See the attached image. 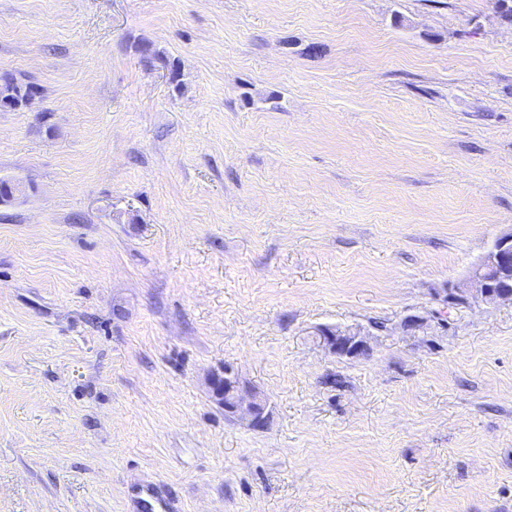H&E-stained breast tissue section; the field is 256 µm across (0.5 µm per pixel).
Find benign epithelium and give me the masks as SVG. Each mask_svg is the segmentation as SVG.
Instances as JSON below:
<instances>
[{
	"label": "benign epithelium",
	"mask_w": 512,
	"mask_h": 512,
	"mask_svg": "<svg viewBox=\"0 0 512 512\" xmlns=\"http://www.w3.org/2000/svg\"><path fill=\"white\" fill-rule=\"evenodd\" d=\"M472 289L451 288L448 298L451 301L466 300V293L483 302H512V231L495 240L490 250L473 267L469 275ZM326 346L336 355L358 357L367 353L366 342L356 334L337 331L326 334ZM209 385L219 403L232 395L231 415L247 419L254 427H262L266 422V401L249 389H243L235 370L226 365L220 371L209 374Z\"/></svg>",
	"instance_id": "7a95c632"
}]
</instances>
